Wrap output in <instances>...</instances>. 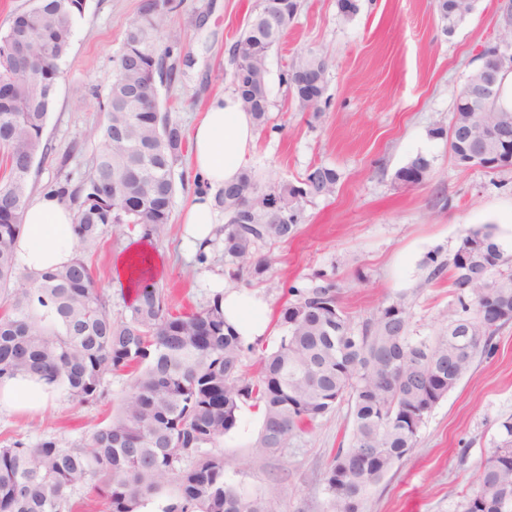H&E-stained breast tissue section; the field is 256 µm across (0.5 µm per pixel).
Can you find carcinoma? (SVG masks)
I'll list each match as a JSON object with an SVG mask.
<instances>
[{"instance_id": "carcinoma-1", "label": "carcinoma", "mask_w": 512, "mask_h": 512, "mask_svg": "<svg viewBox=\"0 0 512 512\" xmlns=\"http://www.w3.org/2000/svg\"><path fill=\"white\" fill-rule=\"evenodd\" d=\"M299 7V0H258L232 45L234 91L259 127L271 109L266 59ZM174 8V0H142L117 58L126 67L125 85L108 87L102 102V148L83 179L75 183L67 173L56 182L55 191L76 210L77 254L62 269L22 275L13 255L34 163L47 155L43 131L51 100L38 101L26 85L0 100V153L7 171L0 177V383L35 377L86 404L105 398L106 375L133 377L112 418L84 442L66 447L40 439L0 447V512H74L75 489L92 481L108 512H141L166 481L175 484L177 495L164 512H277L276 499L244 494L226 481L218 441L236 428L241 405L250 402L262 417L255 451L286 448L345 399L352 402L353 432L349 446L331 460L324 484L333 512H361L368 492L414 448L426 416L477 357L493 351V333L512 321V277H491L478 288L463 257L475 244L493 268L509 259L490 224L469 228L448 262L428 257L433 274L451 270L460 318L471 320L467 342L446 332L432 341L414 338L400 299L356 326L340 304L336 283L321 274V284L291 289L294 299L278 308L280 343L260 358L253 374L244 369L245 345L226 326L218 293L206 308L177 315L157 283L144 277L129 315L113 317L89 255L114 224L137 228L151 241L166 234L172 217L173 171L184 130L160 100L142 111L125 88L149 85L170 57L160 33ZM80 15L82 0H40L37 13L14 19L0 45L20 34L33 54L47 52L58 72ZM316 56L309 51L299 57L286 76L304 110L310 95L296 89L293 71ZM476 108L456 96L459 120H472ZM484 117L512 123V110L497 94ZM433 133L448 135L453 153L468 148L453 125ZM338 181L335 169L312 167L302 179L303 201L295 205L292 184L263 187L246 169L225 186L216 203L227 215L229 278L246 272L262 279L269 261L255 258L256 245L294 238L304 202L332 195ZM506 500L512 503L508 421L460 512H512L503 508Z\"/></svg>"}]
</instances>
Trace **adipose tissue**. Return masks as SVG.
<instances>
[{
	"instance_id": "1",
	"label": "adipose tissue",
	"mask_w": 512,
	"mask_h": 512,
	"mask_svg": "<svg viewBox=\"0 0 512 512\" xmlns=\"http://www.w3.org/2000/svg\"><path fill=\"white\" fill-rule=\"evenodd\" d=\"M191 164L204 187L194 193L184 216L188 234L199 250H208L217 233L216 196L236 181L258 140V129L241 107L235 92L210 99L199 122L191 129ZM15 242V263L20 272L38 274L69 264L76 254L75 214L60 198L45 191L27 200ZM224 320L243 343L268 332L263 297L225 289L221 299Z\"/></svg>"
}]
</instances>
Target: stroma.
I'll list each match as a JSON object with an SVG mask.
<instances>
[{
    "label": "stroma",
    "instance_id": "35a3bbf8",
    "mask_svg": "<svg viewBox=\"0 0 512 512\" xmlns=\"http://www.w3.org/2000/svg\"><path fill=\"white\" fill-rule=\"evenodd\" d=\"M257 0H182L169 14L165 35L174 41L179 76L161 83L159 98L184 130H191L209 98L231 87L230 48ZM141 0H86L69 54L61 65L43 141L48 153L36 164L30 190L50 189L61 170L81 178L101 143L103 97L129 24ZM344 18L336 0H301L292 25L266 61L272 102L269 121L246 167L261 184L297 183L314 165L336 169L335 193L306 203L296 236L262 243L270 262L263 279L229 280L224 239L208 252L184 241L182 215L196 188L190 152L175 168L172 220L153 251L163 267L157 284L171 310L207 306L224 283L256 293L268 315L289 300L290 287L311 288L324 272L340 288V303L354 323L388 302L403 299L412 336L434 338L459 305L449 273L434 275L429 255L452 258L459 238L491 224L512 255V167L488 172L459 167L448 140L434 136L448 126L455 97L478 67L479 53L501 35L500 0H477L467 20L447 34L434 0H359ZM327 55L325 102L319 116L301 110L282 81L300 55ZM431 162L428 180L406 187L395 172L416 155ZM67 168H60V161ZM138 239L107 231L90 256L92 272L109 298L112 315L128 316L130 300L112 278V261ZM491 357L471 370L427 415L409 455L367 495L362 512H458L476 483L480 464L493 451L501 422L512 420V322L493 335ZM127 374L105 378L106 398L73 403L61 390L46 393L39 409L0 413V446L52 437L72 446L108 419L131 384ZM261 415L242 405L237 427L219 443L226 478L240 492L274 497L279 512H331L324 473L352 433L350 402L325 415L288 447L264 454L252 444Z\"/></svg>",
    "mask_w": 512,
    "mask_h": 512
}]
</instances>
